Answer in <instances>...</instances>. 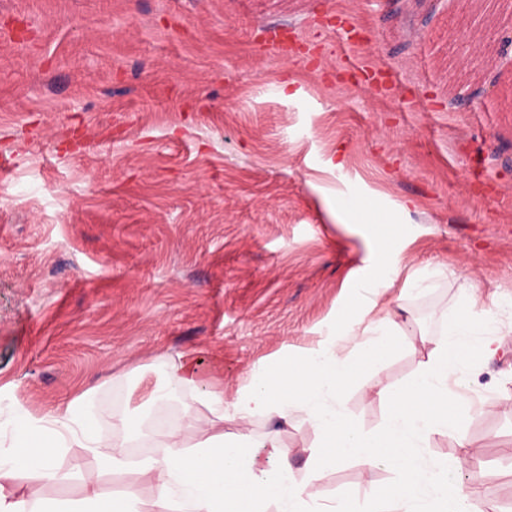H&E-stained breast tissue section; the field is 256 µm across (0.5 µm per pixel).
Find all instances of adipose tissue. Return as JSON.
<instances>
[{"label": "adipose tissue", "instance_id": "ef3b65f1", "mask_svg": "<svg viewBox=\"0 0 512 512\" xmlns=\"http://www.w3.org/2000/svg\"><path fill=\"white\" fill-rule=\"evenodd\" d=\"M332 200L340 223L366 228L400 223L409 212L408 203L381 209L364 194L336 191ZM401 263L393 240L375 237L368 269L351 281L366 296L337 318L334 339L253 368L232 401H225L223 387L204 381L191 354L170 366L163 381L144 380V393L154 404L166 401L178 388L195 392L210 417L194 444H185L180 426L173 423L165 433L162 454L130 460L122 441L106 438L91 422L83 397L48 421L12 418L17 448L0 453V480L65 481L69 474L59 459L73 444L96 460L97 472L84 477V496L73 507L14 500L0 492V512H133L132 494L117 498L101 485L102 475L116 472L154 488L149 512H269L279 504L287 505L288 512H314L327 469L346 459L368 467L382 465L396 475L392 486L368 494L363 512H472L470 494L481 474L470 473L465 481L451 478L454 464L425 457L423 450L431 434L457 436L466 404L456 389L472 358L493 353V341L483 338L480 329L502 308V300L486 305L474 294H465L463 310L449 320L443 339L414 378L379 390L389 415L378 431L362 433L336 406L358 373L383 362L394 349L401 326L388 314L369 320L377 302L368 293L389 288ZM342 338L355 340L357 358L342 355ZM299 410L307 412L319 438L300 480L276 438L258 441L243 427L256 415L285 421Z\"/></svg>", "mask_w": 512, "mask_h": 512}]
</instances>
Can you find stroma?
I'll use <instances>...</instances> for the list:
<instances>
[{
    "instance_id": "1",
    "label": "stroma",
    "mask_w": 512,
    "mask_h": 512,
    "mask_svg": "<svg viewBox=\"0 0 512 512\" xmlns=\"http://www.w3.org/2000/svg\"><path fill=\"white\" fill-rule=\"evenodd\" d=\"M340 22L362 30L359 52ZM467 33L437 0H0V417L45 418L86 393L101 433L139 417L138 457L157 454L164 416L194 442L191 393L145 404L141 376L191 353L232 399L252 368L326 341L355 301L372 241L336 223L326 187L413 203L402 275L376 297L399 342L341 400L379 429L378 390L427 361L463 288L512 295V23L475 74L454 50ZM352 57L387 85L351 76ZM424 276L431 288L405 293ZM487 328L501 346L464 371L460 436L433 434L429 451L483 472L478 512H512V310ZM245 428L303 478L318 443L305 413ZM60 462L80 474L6 494L79 498L94 459L73 447ZM394 479L344 461L321 491L360 507Z\"/></svg>"
}]
</instances>
